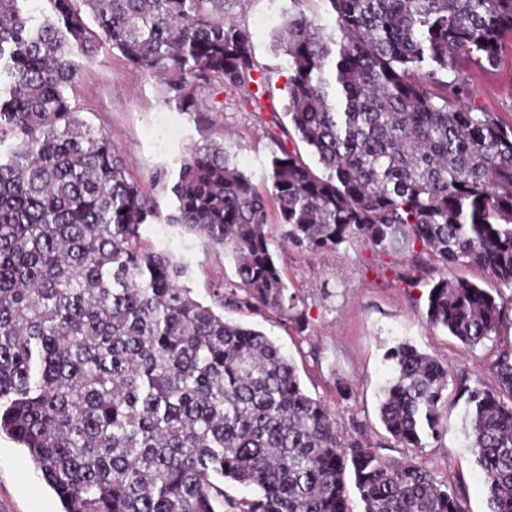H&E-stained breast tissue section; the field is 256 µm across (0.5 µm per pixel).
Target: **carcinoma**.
<instances>
[{"mask_svg":"<svg viewBox=\"0 0 512 512\" xmlns=\"http://www.w3.org/2000/svg\"><path fill=\"white\" fill-rule=\"evenodd\" d=\"M24 2L0 0V434L62 512H350L349 480L363 512H467L418 464L342 436L280 346L192 296L185 264L142 239L158 202L67 94L103 40L163 103L194 121L223 111L201 90L270 79L226 0H47L37 26ZM305 2L291 0L274 49L289 125L323 173L283 148L263 192L212 141L157 171L174 197L166 223L234 262L238 280L213 286L220 308L300 329L269 201L301 251L411 252L428 265L425 323L474 347L512 306V125L474 104L464 68L501 65L512 0H320L322 15ZM388 358L381 422L422 448L448 368L407 343ZM492 367L500 390L464 389L469 448L489 512H512V352Z\"/></svg>","mask_w":512,"mask_h":512,"instance_id":"1","label":"carcinoma"}]
</instances>
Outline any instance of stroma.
Instances as JSON below:
<instances>
[{"label":"stroma","mask_w":512,"mask_h":512,"mask_svg":"<svg viewBox=\"0 0 512 512\" xmlns=\"http://www.w3.org/2000/svg\"><path fill=\"white\" fill-rule=\"evenodd\" d=\"M289 0H227L229 16L248 27L257 60L274 68L270 89L256 88V101L239 90L204 92V99L223 101L218 125L195 122L160 101L159 86L128 67L118 52L101 45L86 64L74 95L84 117L112 137L126 159L130 174L148 195L170 213L168 196L154 183L160 168L176 167L195 146L226 134L237 165L250 173L260 190H268L269 162L281 149L296 148L286 130L288 70L283 55L273 49V32L281 27ZM476 105L512 123V58L504 57L492 73L466 72ZM299 149V148H296ZM307 163L316 158L299 149ZM142 236L152 248L171 253L187 267L186 284L195 297L210 303L211 287L235 280V269L222 251L209 248L198 235L164 219L144 225ZM272 249L298 310L306 315V329H298L272 311H225L226 319L262 331L294 362L307 393L323 399L337 430L357 434L390 460L405 458L422 466L436 483L461 491L468 512H488L483 475L468 446L465 399L461 386L495 391L498 378L491 365L499 354L512 350V316L500 335L473 347L443 330L429 328L422 318L426 287L411 286L418 275L408 257L381 252L365 243L300 253L281 240ZM408 343L447 363L451 378L441 400L439 435L424 447L405 448L380 422L382 390L394 375L387 359L390 348ZM350 394H341L339 384ZM61 503L39 480L27 453L8 437H0V512H60Z\"/></svg>","instance_id":"obj_1"}]
</instances>
